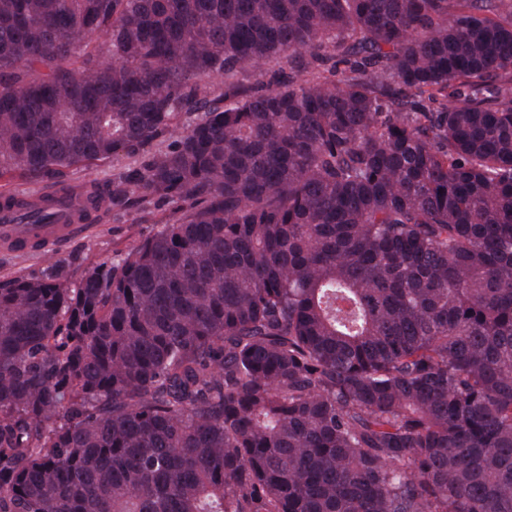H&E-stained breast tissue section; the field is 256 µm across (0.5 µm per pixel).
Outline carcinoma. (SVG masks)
<instances>
[{
  "label": "carcinoma",
  "mask_w": 512,
  "mask_h": 512,
  "mask_svg": "<svg viewBox=\"0 0 512 512\" xmlns=\"http://www.w3.org/2000/svg\"><path fill=\"white\" fill-rule=\"evenodd\" d=\"M0 142L173 205L0 281V512H512V0H0ZM134 166L133 159L119 157L98 162L91 168L69 169L64 177L73 185L88 184L94 181L118 179Z\"/></svg>",
  "instance_id": "carcinoma-1"
}]
</instances>
